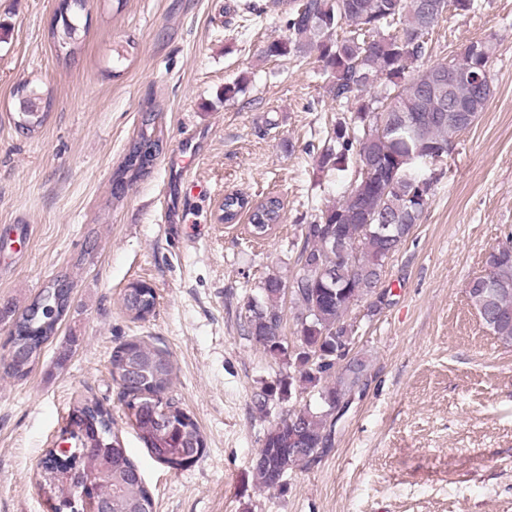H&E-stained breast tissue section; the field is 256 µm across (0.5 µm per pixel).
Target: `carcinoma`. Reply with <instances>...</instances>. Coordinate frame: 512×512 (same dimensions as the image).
Listing matches in <instances>:
<instances>
[{
    "label": "carcinoma",
    "instance_id": "cac0c4a2",
    "mask_svg": "<svg viewBox=\"0 0 512 512\" xmlns=\"http://www.w3.org/2000/svg\"><path fill=\"white\" fill-rule=\"evenodd\" d=\"M85 0H60V11L49 29L58 51L67 61L77 49L79 15ZM474 0H288L285 26L288 38L267 44L268 57L313 55L322 63L325 88L332 100L351 113L336 119L330 137L317 157L320 169L346 170L350 160L359 168L370 162L399 166L387 183L364 179V173L346 187L332 205L302 227L297 252L299 272L292 292L298 313V348L289 355L292 373L280 382L282 395L292 388L321 386L320 403L287 409L263 435L254 465L262 488L282 487L288 471L306 468L335 444L336 401L361 395L367 386L368 360L358 354L336 362V337L355 334L346 320L351 308L372 298L382 283L388 261L399 251L428 205L430 186L419 168L438 160L435 152L455 143L483 112L493 95V79L478 87L452 72L450 62L429 65L407 76L412 64L428 50L432 35L445 14L469 11ZM474 70L490 69L493 45L476 40L466 45ZM26 96L39 108L17 110V129L30 135L41 128L51 97L33 87ZM155 107L142 110L136 136L122 164L112 175V195L146 176L160 149ZM282 203L277 197L254 204L242 193L224 196L220 221L234 224L248 214L250 233L268 235L279 223ZM350 251L351 260L336 261L337 245ZM501 257L489 276L471 278L468 299L483 325L503 344L512 345V232L496 246ZM72 282L65 274L49 281L32 303L9 316L8 346L24 349L27 358L6 369L23 380L33 370L42 347L55 336L70 308ZM286 280L277 274L260 282V297L244 316L249 336L282 330L280 305ZM121 305L133 320H143L155 307L148 287L124 292ZM113 381L122 387L126 416L148 451L158 462L184 468L202 455L204 439L197 422L181 408L170 388L173 363L168 350L142 339L117 346L110 359ZM71 419L81 428L79 440L98 453L80 464L76 481L97 483L98 498L112 504V512H154V500L139 468L128 457L110 408L93 396L82 395ZM40 489L50 498L68 497L72 488L36 474Z\"/></svg>",
    "mask_w": 512,
    "mask_h": 512
}]
</instances>
